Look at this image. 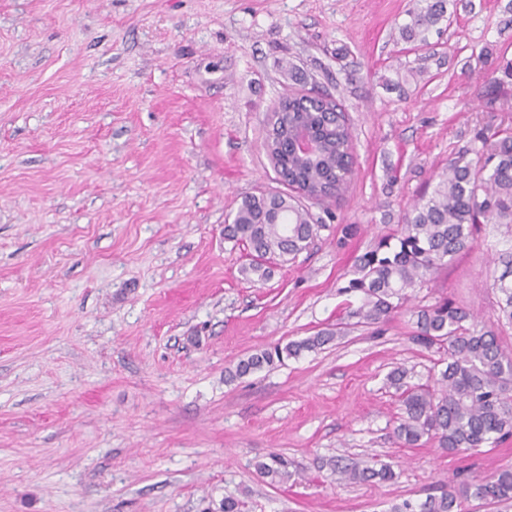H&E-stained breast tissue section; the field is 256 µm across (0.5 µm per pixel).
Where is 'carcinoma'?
Listing matches in <instances>:
<instances>
[{
    "mask_svg": "<svg viewBox=\"0 0 512 512\" xmlns=\"http://www.w3.org/2000/svg\"><path fill=\"white\" fill-rule=\"evenodd\" d=\"M409 20L399 28V39L426 45L427 34L447 15L446 0H413ZM502 82L491 78L485 107L497 110ZM306 124L320 144V156L306 161L285 147L287 129ZM276 148L270 158L278 174L299 183L315 203L340 198L347 185L341 172L353 167L351 132L340 105L329 98L293 94L279 101L268 118ZM483 224H512V128H482L473 145L448 159L431 192L407 207L397 233L379 239L356 259L352 277L341 287L360 297L348 313L357 324L371 327L391 314L406 310L416 318L414 340L444 355L433 382L410 384L406 371L395 369L386 384L395 389L401 407L393 434L406 448L434 442L450 454L494 448L512 437V356L502 349L494 331L481 326L469 313L444 298L433 305L408 306V290L434 282L460 254L470 249ZM322 225L314 223L297 197L284 194L251 195L242 199L224 225V238L244 247L248 262L241 273L253 281L267 280L279 263L310 248ZM502 266L492 288L500 293L498 319L512 325V250L499 255ZM339 331L325 329L302 340L275 344L241 359L227 370L233 380L256 370L281 365L304 352L332 343ZM322 467L351 483L390 482L396 472L381 461H327ZM270 484L292 477L279 454L256 464ZM469 501L512 504V469L489 476L466 477L438 496L420 503L404 500L391 512H465ZM248 502L227 495L220 512H247Z\"/></svg>",
    "mask_w": 512,
    "mask_h": 512,
    "instance_id": "obj_1",
    "label": "carcinoma"
}]
</instances>
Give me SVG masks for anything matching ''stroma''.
Here are the masks:
<instances>
[{
	"mask_svg": "<svg viewBox=\"0 0 512 512\" xmlns=\"http://www.w3.org/2000/svg\"><path fill=\"white\" fill-rule=\"evenodd\" d=\"M508 1L449 0L435 61L403 86L411 0H0V512H217L243 492L251 512H390L512 467V439L401 447L385 378L425 383L439 356L409 313L376 333L338 293L448 156L512 125L511 83L504 111L481 99L512 60ZM292 66L342 103L354 172L309 204L314 245L253 282L224 226L242 197L287 190L264 137ZM510 247L512 226L484 225L413 304L454 301L512 354L490 286ZM335 326L323 350L225 378ZM272 452L300 481L260 477ZM373 457L394 482L316 478Z\"/></svg>",
	"mask_w": 512,
	"mask_h": 512,
	"instance_id": "stroma-1",
	"label": "stroma"
}]
</instances>
